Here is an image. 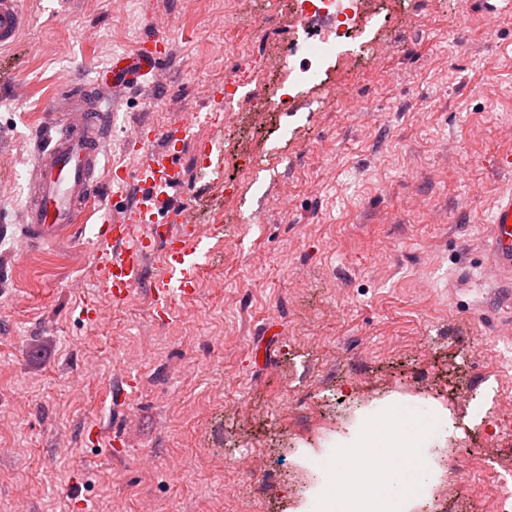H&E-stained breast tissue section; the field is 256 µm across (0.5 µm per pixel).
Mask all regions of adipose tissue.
Wrapping results in <instances>:
<instances>
[{"instance_id": "1", "label": "adipose tissue", "mask_w": 512, "mask_h": 512, "mask_svg": "<svg viewBox=\"0 0 512 512\" xmlns=\"http://www.w3.org/2000/svg\"><path fill=\"white\" fill-rule=\"evenodd\" d=\"M447 424L448 417L443 413L424 416L398 402L367 420L355 445L356 456L364 464L363 472L375 490L366 512H407L409 503L430 481L431 464L424 450L432 435ZM382 453L394 460L392 470L374 468V460Z\"/></svg>"}]
</instances>
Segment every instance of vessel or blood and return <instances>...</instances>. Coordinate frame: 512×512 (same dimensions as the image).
I'll return each mask as SVG.
<instances>
[{"label": "vessel or blood", "mask_w": 512, "mask_h": 512, "mask_svg": "<svg viewBox=\"0 0 512 512\" xmlns=\"http://www.w3.org/2000/svg\"><path fill=\"white\" fill-rule=\"evenodd\" d=\"M23 23L19 0H0V48L14 44ZM163 34L143 36L131 54L115 56L108 72L95 75L63 108L51 107L45 146L33 171V191L25 234L30 241L51 243L74 234L96 200L101 171V145L108 136L110 116L101 103L138 78L159 71L167 58ZM186 125L160 132L162 148L153 150L134 173H110V183L134 187L135 195L123 221L104 219L98 232L106 258L102 267V299L123 303L146 278L154 243H164L165 263L155 279L157 315H165L173 296L193 294L192 268L208 253L194 225L185 223L184 208L171 191L183 180L172 149ZM487 250L491 264L512 272V192L501 194L493 208Z\"/></svg>", "instance_id": "vessel-or-blood-1"}]
</instances>
